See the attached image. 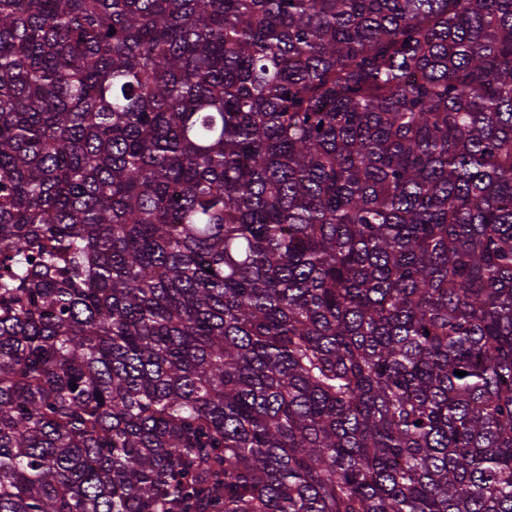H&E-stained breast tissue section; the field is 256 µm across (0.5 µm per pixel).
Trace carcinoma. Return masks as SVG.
Instances as JSON below:
<instances>
[{"label":"carcinoma","mask_w":512,"mask_h":512,"mask_svg":"<svg viewBox=\"0 0 512 512\" xmlns=\"http://www.w3.org/2000/svg\"><path fill=\"white\" fill-rule=\"evenodd\" d=\"M0 512H512V0H0Z\"/></svg>","instance_id":"carcinoma-1"}]
</instances>
